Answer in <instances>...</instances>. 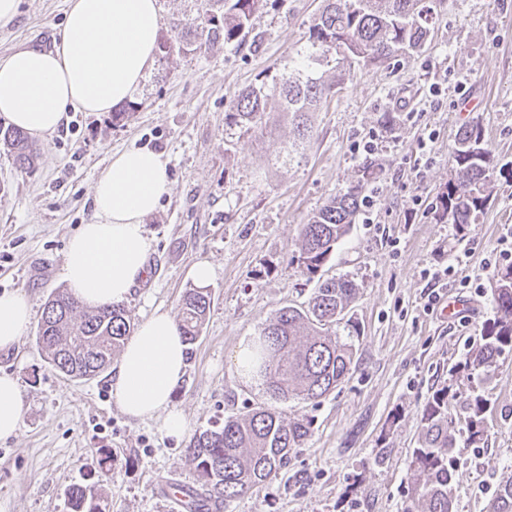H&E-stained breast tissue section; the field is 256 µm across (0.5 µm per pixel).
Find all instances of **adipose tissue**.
I'll return each mask as SVG.
<instances>
[{
  "instance_id": "obj_1",
  "label": "adipose tissue",
  "mask_w": 512,
  "mask_h": 512,
  "mask_svg": "<svg viewBox=\"0 0 512 512\" xmlns=\"http://www.w3.org/2000/svg\"><path fill=\"white\" fill-rule=\"evenodd\" d=\"M160 29L158 0H67L55 50L23 48L0 58V115L41 138L62 128L69 112L122 106L155 60ZM169 187L163 153L132 147L112 157L93 187L92 221L67 243L61 278L73 296L90 306L130 297L154 251L144 220ZM32 316L25 294H0V353L13 352ZM185 349L173 317L155 311L126 342L110 384L127 417L160 419L176 438L186 428L171 404L185 374ZM24 411L18 377L0 370V441L16 435Z\"/></svg>"
}]
</instances>
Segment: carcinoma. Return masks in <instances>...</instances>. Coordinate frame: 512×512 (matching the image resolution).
<instances>
[{"instance_id":"obj_1","label":"carcinoma","mask_w":512,"mask_h":512,"mask_svg":"<svg viewBox=\"0 0 512 512\" xmlns=\"http://www.w3.org/2000/svg\"><path fill=\"white\" fill-rule=\"evenodd\" d=\"M263 0H195V9L174 18L161 32L157 53L164 63L173 54L204 53L220 43L240 44L251 32V18ZM444 0H325L308 29L301 50L302 63L281 79L241 91L228 125L245 132H271L282 121L293 126L295 142L311 132L310 113L318 111L345 80L347 63L383 64L404 50L418 51L430 36L433 15ZM0 148L13 157L17 168L31 167L34 147L27 134L0 125ZM454 177L437 199L438 214L465 236L490 197L491 174L496 164L478 124L462 127L452 149ZM375 175L365 162L357 184L330 198L301 225L299 267L314 277L336 245L350 232L358 210L359 194ZM496 315L482 329L479 342L457 371L467 375L491 368L512 355V265L495 275ZM359 288L347 277L318 283L308 301L279 309L253 343L257 373L275 400L317 401L336 390L354 364L353 345L340 336L350 327L347 315ZM208 288H191L181 298L179 329L193 346L201 336L211 304ZM134 329L122 305L86 307L68 291L59 289L45 302L35 342L46 362L73 379H91L104 373L112 357ZM488 399L468 397L463 405L468 441L485 443ZM455 420L450 389L435 391L427 402L411 454L416 512H454L452 483L457 473L454 455ZM305 417L283 419L270 406L253 407L231 416L224 425L196 434L187 446L200 487L199 496L218 506L264 482L285 464L290 451L309 433ZM70 512H109L101 490L74 484L66 492ZM492 512H512V479L502 482Z\"/></svg>"}]
</instances>
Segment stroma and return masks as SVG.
I'll use <instances>...</instances> for the list:
<instances>
[{
	"mask_svg": "<svg viewBox=\"0 0 512 512\" xmlns=\"http://www.w3.org/2000/svg\"><path fill=\"white\" fill-rule=\"evenodd\" d=\"M322 5L264 0L252 18L256 42L177 55L165 68L153 64L132 95L138 108L128 120L70 113L66 126L34 139L30 169L16 168L0 150V292L25 293L42 311L63 286L68 238L92 218L96 178L130 147L164 153L170 175L169 192L144 220L154 251L147 277L125 303L133 323L158 309L178 315L181 296L195 285L196 262L215 271L206 324L172 396L186 419L181 438L123 414L109 374L74 380L50 367L35 326L17 352L0 355L26 398L19 431L0 441V512H68L66 491L75 484L103 487L110 512H186L160 496L161 486L197 488L186 456L192 436L271 402L261 380L239 374L237 353L278 309L312 294L318 279L297 262L300 227L352 185L368 159L380 168L371 183L378 205L371 217L357 215L319 277L346 276L360 288L351 309L354 365L318 404L271 402L284 417L311 419L310 434L286 466L218 512H407L421 417L445 386L460 401L476 387L489 400L486 447L469 444L466 430L456 433L454 507L490 512L500 481L512 475V356L499 359L489 379L456 367L495 314L494 272L486 264L512 226V0H446L422 51L354 66L288 164L290 125L272 136H239L226 118L241 89L284 74ZM65 8L66 0H20L18 16L0 27V57L58 46ZM436 83L437 97L429 92ZM472 121L497 166L484 212L460 239L437 219L435 202L452 171L455 136ZM427 127L439 137L421 171L418 138ZM368 138L375 151L354 153V143ZM464 251L467 264L441 293L469 300L471 311L452 318L424 311V271ZM467 276L480 277L482 288L460 287ZM104 448L113 452L108 469Z\"/></svg>",
	"mask_w": 512,
	"mask_h": 512,
	"instance_id": "1",
	"label": "stroma"
}]
</instances>
